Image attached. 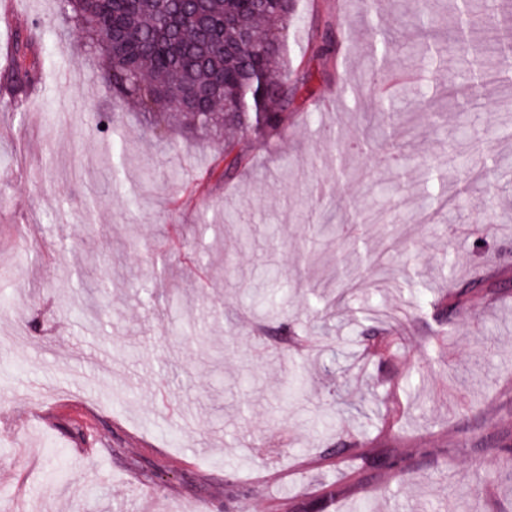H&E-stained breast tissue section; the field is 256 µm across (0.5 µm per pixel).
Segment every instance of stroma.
<instances>
[{"label": "stroma", "instance_id": "1", "mask_svg": "<svg viewBox=\"0 0 512 512\" xmlns=\"http://www.w3.org/2000/svg\"><path fill=\"white\" fill-rule=\"evenodd\" d=\"M378 0L397 45L387 64L410 81L383 94L370 80L374 37L364 0H297L288 60L308 74L273 145L252 141L233 180L209 174L222 142L150 128L121 110L80 32L57 0H14L0 47L39 25L42 80L0 107V512H309L315 495L362 470L354 445L426 448L413 484L362 470L339 512H512V83L490 81L469 108L450 107L451 0H437L434 59L417 51L414 18ZM340 34L337 62L307 54L311 36ZM433 120L399 125V160L385 142L351 148L382 97L407 112L433 69ZM358 85L361 111L338 92ZM320 109L334 140L304 122ZM126 135L124 184L114 191L110 114ZM483 139L491 175H464ZM447 191L427 197L428 163ZM494 181L495 201L482 186ZM356 204L357 253L339 254L337 205ZM214 212L205 251L203 208ZM455 279L440 272L443 257ZM414 262L437 303L418 302L402 272ZM383 263L370 289L362 270ZM155 286L148 305L142 281ZM324 299L318 332L304 310ZM101 308L96 321L84 312ZM383 354L364 360L367 345ZM423 376L394 432L382 429L384 386ZM482 426L488 454L455 452L457 431ZM483 464L490 478L474 488Z\"/></svg>", "mask_w": 512, "mask_h": 512}]
</instances>
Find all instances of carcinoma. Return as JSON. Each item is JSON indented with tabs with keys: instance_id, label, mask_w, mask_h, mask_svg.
<instances>
[{
	"instance_id": "carcinoma-1",
	"label": "carcinoma",
	"mask_w": 512,
	"mask_h": 512,
	"mask_svg": "<svg viewBox=\"0 0 512 512\" xmlns=\"http://www.w3.org/2000/svg\"><path fill=\"white\" fill-rule=\"evenodd\" d=\"M62 19L76 23L100 60L101 79L121 101L152 122L175 124L192 132L224 138V175L248 162L249 144L281 137L288 110L307 77L288 69L284 32L293 21L295 0H58ZM416 26H434V0H410ZM456 49L471 57L460 85L476 92L490 79L483 57L469 32L481 21L491 27L495 9L485 6L482 19L471 13L469 0H453ZM33 35L17 37L6 69L12 95L38 80L30 60ZM233 51L208 55V41ZM393 40L381 30L372 42L374 59L384 63ZM315 57L336 54V42L325 34L310 40ZM127 147L121 127L112 126L113 167L125 163ZM364 466L378 468L396 487L410 479L412 468L397 452L365 454Z\"/></svg>"
}]
</instances>
